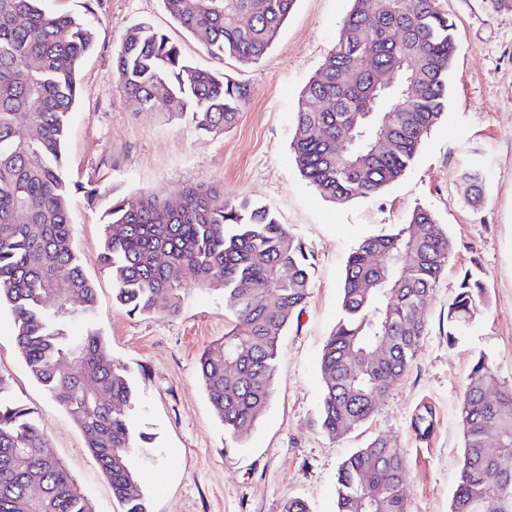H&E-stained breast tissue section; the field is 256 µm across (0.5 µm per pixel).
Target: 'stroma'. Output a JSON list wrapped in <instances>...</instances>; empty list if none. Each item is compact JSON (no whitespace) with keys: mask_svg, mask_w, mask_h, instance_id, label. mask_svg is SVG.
I'll return each mask as SVG.
<instances>
[{"mask_svg":"<svg viewBox=\"0 0 512 512\" xmlns=\"http://www.w3.org/2000/svg\"><path fill=\"white\" fill-rule=\"evenodd\" d=\"M436 5L454 22L457 46L444 119L397 182L371 198L333 202L295 166L294 112L337 42L350 0H297L269 52L248 65L208 54L163 0H45L46 9L88 20L96 31L65 143L72 182L128 199L218 186L228 197L261 201L305 244L315 269L309 298L282 338L269 406L251 434L237 439L214 416L197 373L201 354L229 326L223 291L193 287L189 273L177 315H129L113 303L112 275L97 261L106 199L73 195L74 240L98 308L71 331L93 325L133 382L129 413L146 438L133 465L150 512H283L292 498L311 512H336L340 463L377 437L406 453L408 512H449L461 457L460 404L475 358L486 354L498 382L512 384V7L495 9L490 0ZM141 22L165 34L190 65L247 85L250 97L232 128L207 134L189 117L146 109L123 92L113 61ZM472 166L484 171L476 188L463 177ZM418 208L432 213L452 247L424 310L427 333L375 414L331 438L320 428L319 358L337 322L347 258L362 238L407 223ZM468 272L482 279L486 301L452 336L448 304ZM0 378L9 398L33 411L48 453L95 512H122L76 422L29 374L6 308Z\"/></svg>","mask_w":512,"mask_h":512,"instance_id":"obj_1","label":"stroma"}]
</instances>
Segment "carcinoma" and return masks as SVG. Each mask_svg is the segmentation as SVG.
Returning a JSON list of instances; mask_svg holds the SVG:
<instances>
[{
	"label": "carcinoma",
	"instance_id": "cac0c4a2",
	"mask_svg": "<svg viewBox=\"0 0 512 512\" xmlns=\"http://www.w3.org/2000/svg\"><path fill=\"white\" fill-rule=\"evenodd\" d=\"M42 2L0 0V306L13 314L29 373L78 423L124 512H149L130 464L145 437L124 410L133 396L127 370L98 332L69 331L98 306L76 252L63 174L66 120L95 33ZM163 3L208 53L250 64L271 48L296 0ZM455 50L453 23L435 0H351L338 42L294 112V162L305 181L331 201L370 197L397 181L445 115ZM388 71L413 80L403 109L392 95L376 96V78ZM114 72L143 106L188 114L206 133L230 128L249 96L246 85L187 64L146 23L126 34ZM384 131L389 146L380 151ZM106 217L98 259L112 273L113 302L128 313H177L187 267L194 287L224 291L233 324L201 355L198 372L224 430L247 435L269 404L281 337L309 297L306 247L270 207L218 188L136 203L113 198ZM448 259L446 233L422 208L408 223L364 237L348 256L339 317L320 357L325 434L341 438L365 423L408 371ZM484 298V283L465 274L448 304V336ZM495 380L493 361L480 354L461 401L450 512H512V470L502 465L512 454V384L491 397ZM6 390L0 378V512H93L48 455L33 411ZM406 481L404 450L377 437L341 463L336 512H407Z\"/></svg>",
	"mask_w": 512,
	"mask_h": 512
}]
</instances>
